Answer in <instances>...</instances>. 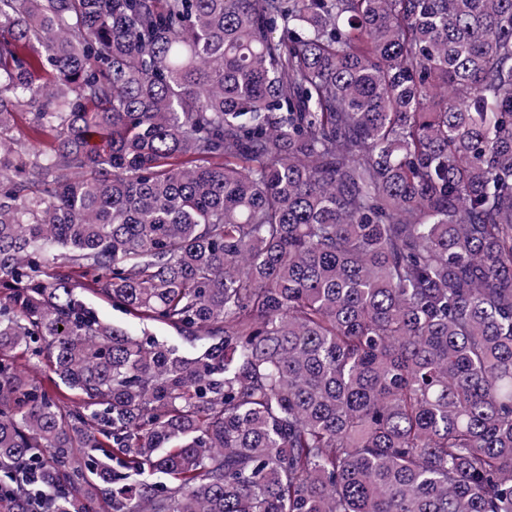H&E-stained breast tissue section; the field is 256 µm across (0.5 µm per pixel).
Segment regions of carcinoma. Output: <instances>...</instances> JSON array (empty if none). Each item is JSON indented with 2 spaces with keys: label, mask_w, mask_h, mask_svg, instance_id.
Segmentation results:
<instances>
[{
  "label": "carcinoma",
  "mask_w": 512,
  "mask_h": 512,
  "mask_svg": "<svg viewBox=\"0 0 512 512\" xmlns=\"http://www.w3.org/2000/svg\"><path fill=\"white\" fill-rule=\"evenodd\" d=\"M100 501L512 512V0H0V512ZM86 302L98 313L99 317L124 327L132 336H143L146 332L160 341H166L178 347L185 354L195 352L189 344L165 325L142 322L138 318L126 314L122 309L112 306L108 301L93 295H87Z\"/></svg>",
  "instance_id": "carcinoma-1"
}]
</instances>
